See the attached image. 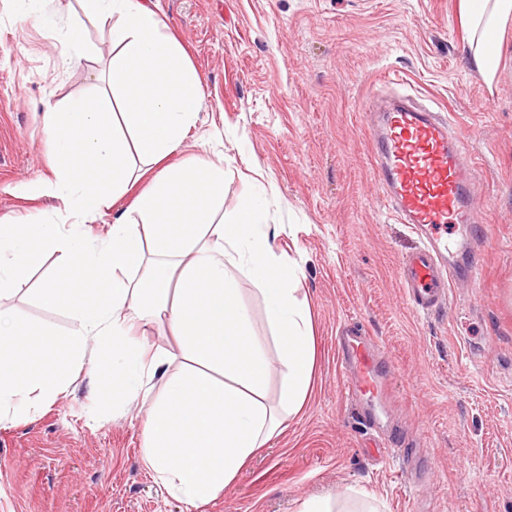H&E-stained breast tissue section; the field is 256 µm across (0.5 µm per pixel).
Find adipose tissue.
Instances as JSON below:
<instances>
[{"mask_svg":"<svg viewBox=\"0 0 512 512\" xmlns=\"http://www.w3.org/2000/svg\"><path fill=\"white\" fill-rule=\"evenodd\" d=\"M82 20L111 26L103 80L111 98L53 105L47 192L72 224H0V297L29 266L54 257L63 275L37 293L76 328L48 335L0 309V415L67 391L83 367L103 369L116 398L151 397L143 455L156 479L192 507L216 499L313 393L316 338L301 271L274 249L263 193L223 212L224 163L172 161L205 100L184 48L145 0H77ZM469 61L486 84L512 60V0H460ZM149 188L107 235L82 228L144 176ZM250 283L273 331L266 346L242 302ZM167 323L177 351L142 344ZM184 366H177V358ZM279 374L277 400L268 383Z\"/></svg>","mask_w":512,"mask_h":512,"instance_id":"obj_1","label":"adipose tissue"}]
</instances>
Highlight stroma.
I'll use <instances>...</instances> for the list:
<instances>
[{
  "instance_id": "obj_1",
  "label": "stroma",
  "mask_w": 512,
  "mask_h": 512,
  "mask_svg": "<svg viewBox=\"0 0 512 512\" xmlns=\"http://www.w3.org/2000/svg\"><path fill=\"white\" fill-rule=\"evenodd\" d=\"M205 104L177 161L224 156V207L253 183L277 252L302 272L318 343L305 409L196 512H300L343 490L380 512H512V64L487 85L466 58L458 0H156ZM57 0H0V219L68 228L42 114L100 93L108 28L76 54ZM443 111L468 136L489 234L480 283L414 312L399 281L421 244L383 200L362 107L370 91ZM57 272L36 262L0 307L46 330L76 322L41 306ZM355 320L390 367L381 425L346 396L338 326ZM149 403L116 401L80 371L66 394L0 420V512H188L146 465Z\"/></svg>"
}]
</instances>
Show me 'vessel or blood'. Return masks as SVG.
Segmentation results:
<instances>
[{"mask_svg":"<svg viewBox=\"0 0 512 512\" xmlns=\"http://www.w3.org/2000/svg\"><path fill=\"white\" fill-rule=\"evenodd\" d=\"M367 130L388 207L423 237L422 245L401 264V286L412 309L432 312L446 304L449 285L458 276L475 281L478 267L472 256L487 236L471 192L468 139L438 113L406 101L377 113ZM337 348L348 371L349 395L383 393L386 377L379 369L377 348L359 325L344 327Z\"/></svg>","mask_w":512,"mask_h":512,"instance_id":"obj_1","label":"vessel or blood"}]
</instances>
